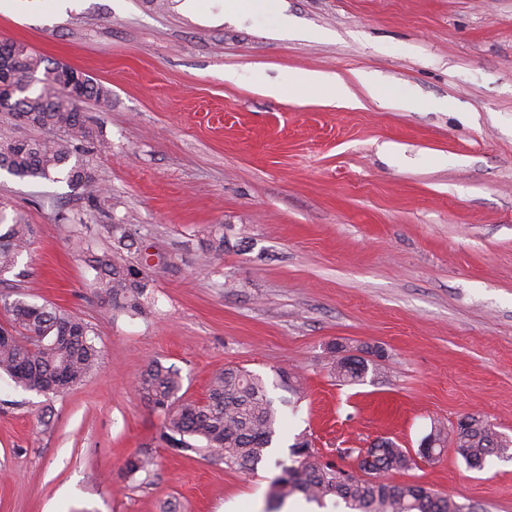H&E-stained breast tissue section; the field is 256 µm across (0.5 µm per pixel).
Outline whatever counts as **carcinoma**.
I'll use <instances>...</instances> for the list:
<instances>
[{
    "instance_id": "obj_1",
    "label": "carcinoma",
    "mask_w": 512,
    "mask_h": 512,
    "mask_svg": "<svg viewBox=\"0 0 512 512\" xmlns=\"http://www.w3.org/2000/svg\"><path fill=\"white\" fill-rule=\"evenodd\" d=\"M17 42L0 41V80L10 91L0 95V112L19 124L47 131L51 136L28 140L0 138V170L24 179L64 182L82 191L89 203L98 201L96 179L77 145L90 141V131L81 104L107 100L110 90L92 77L51 62L32 51L13 54ZM44 70L39 80L36 73ZM84 78L80 92L73 96L67 87L71 78ZM40 82V89H34ZM0 209V281L17 270L19 259L31 244L30 226L17 220L6 223ZM112 237L126 249H135L137 264L123 265L104 253L92 259L90 281L93 294L108 311L142 314L147 304L148 269L153 254L128 234L121 224L108 227ZM0 307L7 313V325L0 326V374L28 390L49 394L48 385L63 375L62 387L82 383L97 362L98 349L91 326L76 316L50 305L30 303L22 298L0 295ZM330 370L338 381L354 385L364 381L367 365L347 357L336 358L331 348ZM275 387L293 395L300 393L295 375L284 368L275 371ZM138 389L153 408L164 412L161 438L187 451L216 452L230 468L252 470L264 462L280 429L277 404L290 400L270 396L265 381L237 366L226 365L211 377L206 398L188 400L179 395V375L170 367L151 362L138 380ZM456 448L468 467L480 469L488 457L507 452V441L483 418L468 415L454 431ZM448 433L436 425L421 444L420 454L441 453ZM289 460L279 459L280 474L272 481L269 508L274 512L295 493L320 507L346 508L348 512H466L455 496L433 491L421 484H397L386 474L409 468L407 449L385 438L366 451L359 472L346 471L333 462H323L312 441L297 435L289 446ZM152 466L146 455L128 458L129 473L147 472Z\"/></svg>"
}]
</instances>
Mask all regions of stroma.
Instances as JSON below:
<instances>
[{
  "label": "stroma",
  "instance_id": "1",
  "mask_svg": "<svg viewBox=\"0 0 512 512\" xmlns=\"http://www.w3.org/2000/svg\"><path fill=\"white\" fill-rule=\"evenodd\" d=\"M224 3L0 11V40L111 91L82 105L98 204L0 172V202L33 229L25 276L0 293L81 318L99 349L55 395L0 378V512H265L300 433L352 471L353 449L391 438L414 459L391 481L512 512V457L473 470L452 444L420 454L433 423L471 414L512 439V0H283L286 33ZM299 70L362 75L381 96L298 97ZM111 224L167 259L144 314H109L88 286L90 254L117 247ZM333 345L367 365L362 383L336 381ZM153 361L191 400L227 364L275 398V369L298 372L271 460L244 473L170 448L136 388ZM137 453L152 471L126 472Z\"/></svg>",
  "mask_w": 512,
  "mask_h": 512
}]
</instances>
